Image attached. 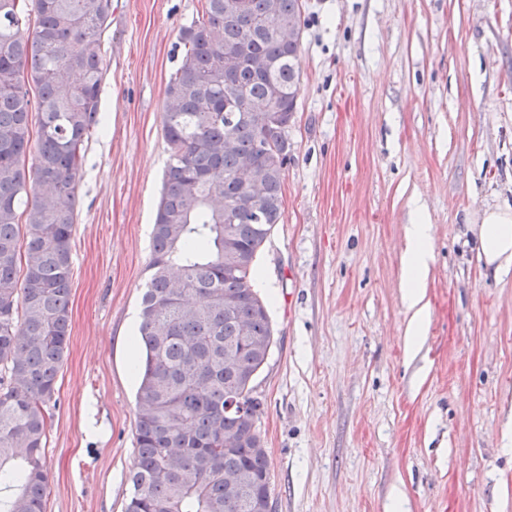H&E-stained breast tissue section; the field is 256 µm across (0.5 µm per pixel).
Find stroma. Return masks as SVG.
<instances>
[{
  "instance_id": "1",
  "label": "stroma",
  "mask_w": 512,
  "mask_h": 512,
  "mask_svg": "<svg viewBox=\"0 0 512 512\" xmlns=\"http://www.w3.org/2000/svg\"><path fill=\"white\" fill-rule=\"evenodd\" d=\"M283 214L261 249L275 344L256 379L274 512H512V0H301ZM206 0H112L71 242L72 332L49 405L45 512H124L138 352L169 153L166 88ZM432 226L408 346L406 226ZM478 224L480 255L489 267L512 265V207L485 210Z\"/></svg>"
}]
</instances>
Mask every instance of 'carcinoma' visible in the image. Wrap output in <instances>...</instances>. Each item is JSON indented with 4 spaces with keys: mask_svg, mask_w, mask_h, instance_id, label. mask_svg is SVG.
Segmentation results:
<instances>
[{
    "mask_svg": "<svg viewBox=\"0 0 512 512\" xmlns=\"http://www.w3.org/2000/svg\"><path fill=\"white\" fill-rule=\"evenodd\" d=\"M229 2L206 0L180 30L167 84L124 512H260L271 498L254 416L274 329L254 281L282 217L302 12L300 0H241L243 13ZM111 15L112 0H0V512H44L46 414L71 337L77 188L102 121ZM257 173L259 209L243 203Z\"/></svg>",
    "mask_w": 512,
    "mask_h": 512,
    "instance_id": "1",
    "label": "carcinoma"
}]
</instances>
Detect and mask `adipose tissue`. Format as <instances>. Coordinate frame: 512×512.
Masks as SVG:
<instances>
[{
  "label": "adipose tissue",
  "mask_w": 512,
  "mask_h": 512,
  "mask_svg": "<svg viewBox=\"0 0 512 512\" xmlns=\"http://www.w3.org/2000/svg\"><path fill=\"white\" fill-rule=\"evenodd\" d=\"M480 254L487 266L502 268L512 265V208L485 210L477 231ZM432 255V227L417 220L409 230V246L403 258L405 300L414 315L409 327L411 340L421 338L424 331L421 280Z\"/></svg>",
  "instance_id": "adipose-tissue-1"
}]
</instances>
